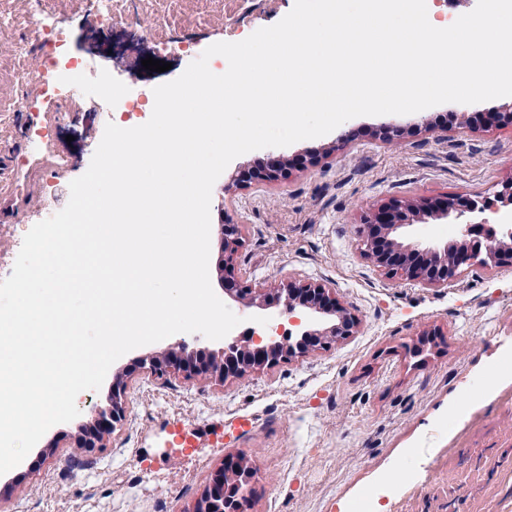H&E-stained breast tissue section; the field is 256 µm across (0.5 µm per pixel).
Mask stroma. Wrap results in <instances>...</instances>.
<instances>
[{
  "label": "stroma",
  "mask_w": 512,
  "mask_h": 512,
  "mask_svg": "<svg viewBox=\"0 0 512 512\" xmlns=\"http://www.w3.org/2000/svg\"><path fill=\"white\" fill-rule=\"evenodd\" d=\"M294 0H157L170 13L172 35L202 46L238 42L276 24ZM44 23L67 30V53L97 57L132 47L128 33L148 26L140 15L94 30L71 0H41ZM36 54L29 0H0V149L9 165L0 178V212L19 235L41 222V208L67 204L69 184L88 169L90 138L100 118L66 102L77 121L55 124L34 104L10 106L27 89L14 77L17 46ZM512 109V96L445 103L397 116L402 136L381 142L378 116L343 123L335 134L269 147L234 159L228 172L278 160L288 178L211 198L212 224H238L245 244L234 259L240 278L260 288L283 280L322 282L360 321L359 332L327 352L224 383L174 376L154 380L139 370L144 354L183 342L205 353L223 341L179 333L119 358L128 371L125 421L102 448L77 445L79 425L112 390L81 392L76 420L51 427L28 456L0 475V512H184L229 451L255 463L251 512H344L373 499L381 512H512V383L490 402L458 416L449 403L512 352V267L474 265L452 286L402 283L360 255L365 212L396 200L453 198L499 190L512 178V126L486 130L485 115ZM50 134L71 167L45 168L26 138L27 125ZM431 346L414 356L424 331ZM248 429L237 427L239 417ZM197 429L196 452L171 453L174 428Z\"/></svg>",
  "instance_id": "35a3bbf8"
}]
</instances>
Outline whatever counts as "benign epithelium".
<instances>
[{
    "mask_svg": "<svg viewBox=\"0 0 512 512\" xmlns=\"http://www.w3.org/2000/svg\"><path fill=\"white\" fill-rule=\"evenodd\" d=\"M287 168L272 162L257 170L238 172L225 183L221 193L228 196L243 185L274 183L287 179ZM512 196V180L502 185L491 197L474 199L468 195L450 201L435 200L424 204L399 201L380 208L364 217L360 231V254L385 271L390 279L414 282L426 288H446L460 274L478 262L481 253L494 255L492 265L512 264V218L500 217V235L492 233L488 219L479 224H464L461 240L454 247L420 248L416 242L404 243L400 238L409 235L412 225L405 223L410 216L437 213L442 218L460 219L466 214L495 212L494 203ZM244 245L242 225L226 224L221 232L224 253V293L239 306L264 309L275 306L288 321L302 327L296 336H280L278 328L268 327L271 334H253L249 344L234 340L216 358L200 362L187 352L181 343L159 354L150 353L140 360V367L157 379L172 374L187 379L215 378L224 382L248 373H259L280 362H291L312 352L327 351L358 333L359 321L336 299L333 289L323 284H297L291 280L265 291L240 282L234 256ZM112 402L94 407L95 419L82 434L86 448H102L106 437L125 417V385L120 379L112 385ZM254 466L244 452H228L210 475L199 499L184 512H249L251 509Z\"/></svg>",
    "mask_w": 512,
    "mask_h": 512,
    "instance_id": "benign-epithelium-1",
    "label": "benign epithelium"
}]
</instances>
